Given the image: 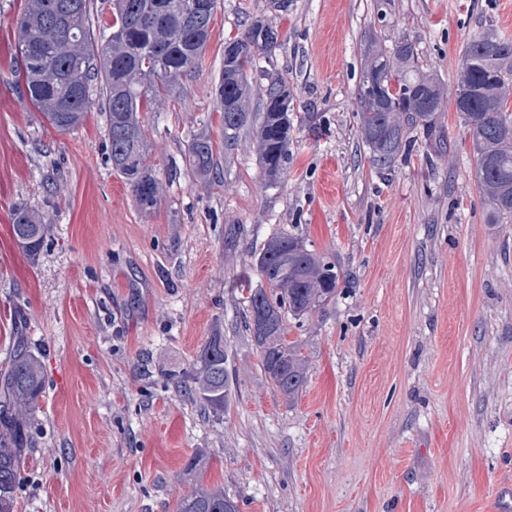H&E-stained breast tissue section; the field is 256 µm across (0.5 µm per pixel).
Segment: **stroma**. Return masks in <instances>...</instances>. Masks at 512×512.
Returning a JSON list of instances; mask_svg holds the SVG:
<instances>
[{
    "label": "stroma",
    "mask_w": 512,
    "mask_h": 512,
    "mask_svg": "<svg viewBox=\"0 0 512 512\" xmlns=\"http://www.w3.org/2000/svg\"><path fill=\"white\" fill-rule=\"evenodd\" d=\"M217 0L199 72L143 115L153 213L112 167L105 101L59 133L10 64L22 0H0V369L16 337L40 351L16 512H174L197 486L241 512H507L512 484V224L490 223L454 94L464 42L512 37V0ZM282 34L294 106L288 175L263 180L248 134L199 181L184 154L218 132L224 46L257 16ZM412 41L440 81L436 137L407 131L392 170L370 162L356 93L365 37ZM43 213L29 257L11 211ZM336 258L324 311L289 320L309 358L277 392L245 328L239 282L275 233ZM221 331L222 412L188 392Z\"/></svg>",
    "instance_id": "35a3bbf8"
}]
</instances>
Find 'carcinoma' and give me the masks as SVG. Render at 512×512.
I'll list each match as a JSON object with an SVG mask.
<instances>
[{"instance_id": "carcinoma-1", "label": "carcinoma", "mask_w": 512, "mask_h": 512, "mask_svg": "<svg viewBox=\"0 0 512 512\" xmlns=\"http://www.w3.org/2000/svg\"><path fill=\"white\" fill-rule=\"evenodd\" d=\"M190 0H115L112 20L94 33L90 0H27L18 20L14 58L30 101L58 132L84 124L91 106L90 87L99 84L106 101L112 166L127 180L137 207L154 210L159 181L147 163L149 144L141 113L171 93L177 81L200 65L210 33L182 25ZM234 56L224 57L215 95L221 140L193 134L185 162L199 179L213 172L217 148H231L240 133H252L264 180L276 183L291 157L293 93L275 73L273 55L280 33L257 17L233 41ZM267 68L259 70V60ZM462 68L455 98L473 150L475 179L493 224L512 222V40L490 29L462 46ZM266 79L260 112H253L250 89L257 74ZM359 128L370 161L390 168L403 155L407 129L436 128L443 95L437 81L405 37L387 47L369 37L368 56L357 90ZM11 234L29 256L43 246L47 224L27 207L13 210ZM259 281L248 287L251 338L265 374L281 395L302 391L308 358L288 340V318L320 311L335 299L341 272L325 255L308 249L286 231L273 236L256 258ZM224 336L215 331L196 354L194 392L212 409L227 407L231 394ZM44 392L40 356L19 340L9 368L0 376V512H14V493L28 442L27 421ZM175 512H240L238 501L219 487H197L181 497Z\"/></svg>"}]
</instances>
